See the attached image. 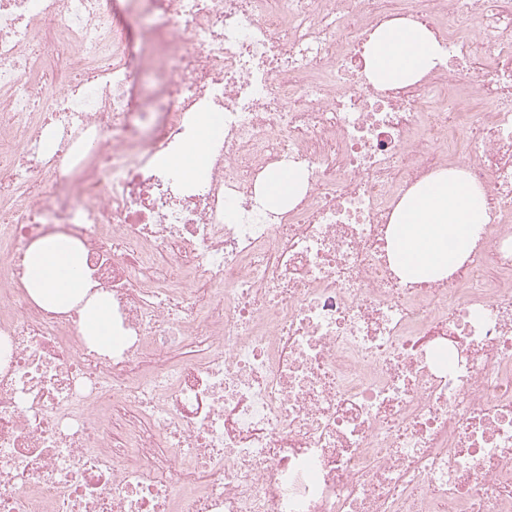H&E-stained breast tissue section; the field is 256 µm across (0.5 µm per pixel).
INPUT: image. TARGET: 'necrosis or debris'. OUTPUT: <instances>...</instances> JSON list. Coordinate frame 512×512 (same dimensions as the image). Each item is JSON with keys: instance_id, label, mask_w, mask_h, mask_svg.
Listing matches in <instances>:
<instances>
[{"instance_id": "obj_1", "label": "necrosis or debris", "mask_w": 512, "mask_h": 512, "mask_svg": "<svg viewBox=\"0 0 512 512\" xmlns=\"http://www.w3.org/2000/svg\"><path fill=\"white\" fill-rule=\"evenodd\" d=\"M126 2L163 51L138 112L102 0H0V512H512V0ZM395 19L443 61L378 86ZM441 168L485 233L413 282L391 218ZM56 233L111 352L22 286ZM221 131L220 122L216 115L211 114L202 119L200 136L184 148V154L189 160V164L184 165L181 169L185 177L195 178L203 173L207 145L215 136L220 135ZM304 181V175L300 171L295 172L288 169L270 172L261 186L266 206L273 207L287 196L288 200H290L299 187L304 184ZM285 185H287V188L282 190ZM80 331L102 351L112 350V300L105 294L95 292L80 309Z\"/></svg>"}]
</instances>
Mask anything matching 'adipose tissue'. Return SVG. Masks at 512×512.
I'll use <instances>...</instances> for the list:
<instances>
[{"label": "adipose tissue", "mask_w": 512, "mask_h": 512, "mask_svg": "<svg viewBox=\"0 0 512 512\" xmlns=\"http://www.w3.org/2000/svg\"><path fill=\"white\" fill-rule=\"evenodd\" d=\"M442 57L425 29L394 20L380 27L368 44V75L378 85L409 84L429 73ZM484 197V187L466 171H436L396 209L390 247L393 265L425 276L448 273L469 254L484 230ZM81 255L79 243L65 234L35 242L26 251L24 287L44 308H79L82 336L108 353L112 350V300L92 292L82 278Z\"/></svg>", "instance_id": "obj_1"}]
</instances>
